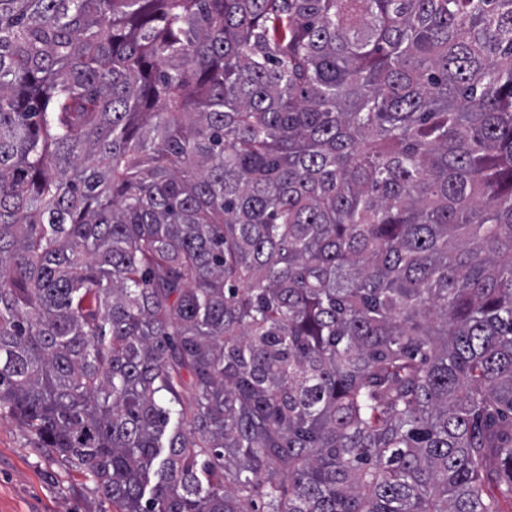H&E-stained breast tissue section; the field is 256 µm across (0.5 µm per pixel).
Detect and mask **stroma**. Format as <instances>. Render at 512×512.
<instances>
[{
    "label": "stroma",
    "instance_id": "stroma-1",
    "mask_svg": "<svg viewBox=\"0 0 512 512\" xmlns=\"http://www.w3.org/2000/svg\"><path fill=\"white\" fill-rule=\"evenodd\" d=\"M93 481L44 453L35 436L0 416V512H107Z\"/></svg>",
    "mask_w": 512,
    "mask_h": 512
}]
</instances>
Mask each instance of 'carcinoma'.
<instances>
[{
  "label": "carcinoma",
  "instance_id": "obj_1",
  "mask_svg": "<svg viewBox=\"0 0 512 512\" xmlns=\"http://www.w3.org/2000/svg\"><path fill=\"white\" fill-rule=\"evenodd\" d=\"M0 413L112 512H512V0H0Z\"/></svg>",
  "mask_w": 512,
  "mask_h": 512
}]
</instances>
